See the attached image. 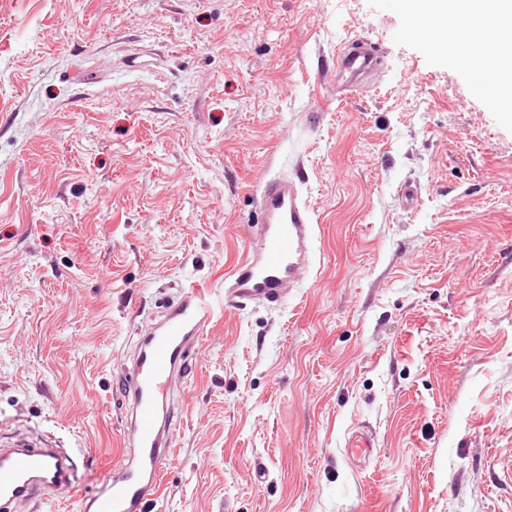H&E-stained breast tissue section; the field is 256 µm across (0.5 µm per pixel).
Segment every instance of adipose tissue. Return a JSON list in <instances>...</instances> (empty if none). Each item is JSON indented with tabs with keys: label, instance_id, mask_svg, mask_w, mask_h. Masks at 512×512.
Segmentation results:
<instances>
[{
	"label": "adipose tissue",
	"instance_id": "obj_1",
	"mask_svg": "<svg viewBox=\"0 0 512 512\" xmlns=\"http://www.w3.org/2000/svg\"><path fill=\"white\" fill-rule=\"evenodd\" d=\"M412 16L447 33V46L479 80L497 76L498 95L512 96V50L487 33L494 21L512 20V0H405Z\"/></svg>",
	"mask_w": 512,
	"mask_h": 512
}]
</instances>
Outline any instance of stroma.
I'll return each instance as SVG.
<instances>
[{"label": "stroma", "mask_w": 512, "mask_h": 512, "mask_svg": "<svg viewBox=\"0 0 512 512\" xmlns=\"http://www.w3.org/2000/svg\"><path fill=\"white\" fill-rule=\"evenodd\" d=\"M355 39L381 62L342 96ZM283 172L314 269L225 306ZM189 283L217 320L146 512H512V118L402 0H0V445L90 461L17 512L102 488L112 382ZM378 447L375 434L370 430L355 429L345 439L346 455L353 461L369 459Z\"/></svg>", "instance_id": "obj_1"}]
</instances>
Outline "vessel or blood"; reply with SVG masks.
<instances>
[{
    "mask_svg": "<svg viewBox=\"0 0 512 512\" xmlns=\"http://www.w3.org/2000/svg\"><path fill=\"white\" fill-rule=\"evenodd\" d=\"M378 61L374 44L354 40L337 55L336 68L356 80ZM249 236L245 255L225 274L224 302L277 306L287 288L312 269L318 238L314 212L294 177H263ZM213 320L203 290L191 284L143 333L131 366L116 382L125 409L123 445L131 455L99 492L82 497L83 512H145L147 503L160 497L165 470L174 461L167 435V424L177 410L171 381L194 371L195 350ZM344 447L351 460L369 459L377 448L376 436L369 430H353ZM87 463L81 450L62 447L53 439L1 449L0 512L71 488Z\"/></svg>",
    "mask_w": 512,
    "mask_h": 512,
    "instance_id": "b4317fda",
    "label": "vessel or blood"
}]
</instances>
